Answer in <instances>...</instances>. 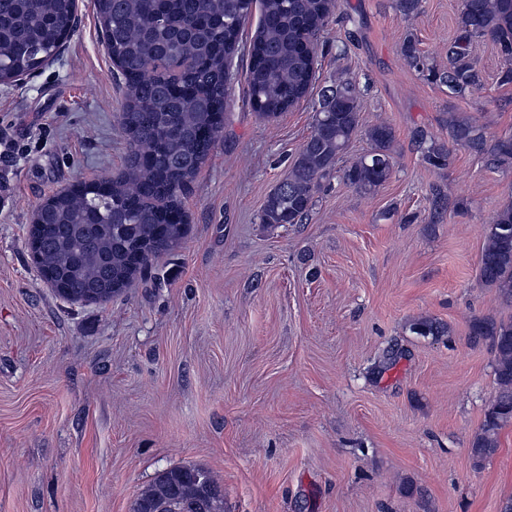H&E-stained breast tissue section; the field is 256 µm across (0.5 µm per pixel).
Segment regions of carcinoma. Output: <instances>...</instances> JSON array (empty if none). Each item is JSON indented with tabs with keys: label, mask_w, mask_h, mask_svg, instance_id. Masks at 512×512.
Instances as JSON below:
<instances>
[{
	"label": "carcinoma",
	"mask_w": 512,
	"mask_h": 512,
	"mask_svg": "<svg viewBox=\"0 0 512 512\" xmlns=\"http://www.w3.org/2000/svg\"><path fill=\"white\" fill-rule=\"evenodd\" d=\"M259 2L257 31L249 45V103L272 119L303 100L317 77V47L329 24L325 0H95L97 17L119 61L126 89L121 125L129 140L124 176L82 183L39 204L54 224L39 248V267L61 278L57 291L73 303L104 304L133 278L148 276L158 254L178 247L187 233L181 196L224 134L229 65L237 53L253 2ZM77 24V0H0V49L7 50L0 82L41 68L65 45ZM460 34L448 43V70L428 69L461 98L483 89L470 45L489 38L512 59V0H464ZM361 132L359 91L344 79L323 90L310 135L285 178L267 197L260 221L270 227L300 224L312 209L315 190ZM452 140L487 151L496 164L512 160V137L485 145L468 122L450 127ZM370 150L343 169L351 186L370 192L392 173L393 130L378 123L366 130ZM433 167L447 164L443 148L424 149ZM479 278L512 303V203L502 206L485 237ZM419 336H439L431 320L411 325ZM469 336L489 343L497 391L469 444L480 468L498 450L500 431L512 425V321L475 317ZM219 489L208 471L178 466L159 473L138 496L139 510L189 494L194 512H209Z\"/></svg>",
	"instance_id": "obj_1"
}]
</instances>
